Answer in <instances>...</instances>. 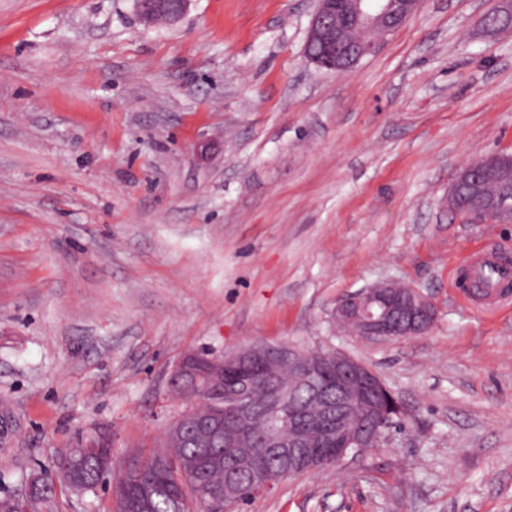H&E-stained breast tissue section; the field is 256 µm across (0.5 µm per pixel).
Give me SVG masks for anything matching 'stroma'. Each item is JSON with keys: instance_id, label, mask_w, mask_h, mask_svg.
Listing matches in <instances>:
<instances>
[{"instance_id": "obj_1", "label": "stroma", "mask_w": 512, "mask_h": 512, "mask_svg": "<svg viewBox=\"0 0 512 512\" xmlns=\"http://www.w3.org/2000/svg\"><path fill=\"white\" fill-rule=\"evenodd\" d=\"M495 0H423L350 72L310 64L313 0H0V496L75 431L156 447L191 350L338 349L406 408L365 463L282 479L241 512H512V306L453 280L512 224L448 209L459 167L512 151V29ZM381 279L437 307L423 336L342 332ZM55 484L37 512H107ZM190 2L191 0H135L138 15L148 26L157 22H176L186 12Z\"/></svg>"}]
</instances>
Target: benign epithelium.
Returning <instances> with one entry per match:
<instances>
[{
  "instance_id": "obj_1",
  "label": "benign epithelium",
  "mask_w": 512,
  "mask_h": 512,
  "mask_svg": "<svg viewBox=\"0 0 512 512\" xmlns=\"http://www.w3.org/2000/svg\"><path fill=\"white\" fill-rule=\"evenodd\" d=\"M191 0H135L140 19L148 26L174 23L186 12ZM421 0H316L306 42L308 59L320 68L336 73L352 70L361 59L375 54L388 36L400 29L420 8ZM502 24L491 28L482 16L486 31L499 33L512 27V0H500L494 8ZM512 171V152L494 153L473 159L461 167L459 176H498ZM454 213L469 220L512 224V192L500 197L490 209L451 205ZM332 318L341 327L370 341L424 336L436 319L432 299L418 288L402 293L387 279L378 281L336 302ZM191 351L178 360L170 381L196 384ZM254 358L270 379L288 366L320 384L310 387L306 403L298 405L279 389L271 396L266 411L264 448L279 463L283 477L317 470L308 448L307 429H315L324 444L336 447V463L357 459L378 447L393 417L402 413L400 401L368 366L340 350H328L319 357L292 345H245L210 359L208 385L214 393L224 392V378L232 375L235 363ZM247 411H224V446L239 449L237 462L246 471L253 450L242 421Z\"/></svg>"
}]
</instances>
